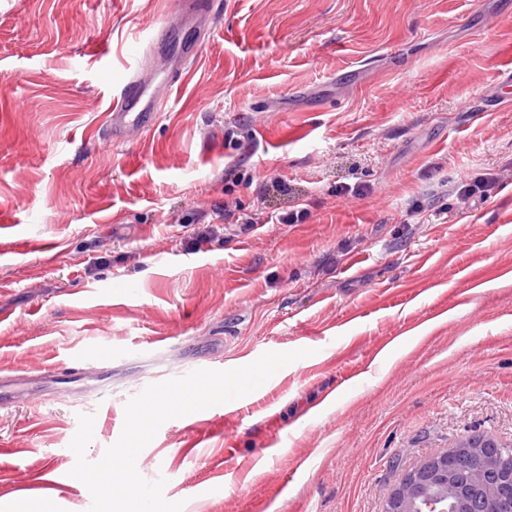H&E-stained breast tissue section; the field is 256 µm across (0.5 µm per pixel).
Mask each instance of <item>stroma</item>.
<instances>
[{
	"instance_id": "stroma-1",
	"label": "stroma",
	"mask_w": 512,
	"mask_h": 512,
	"mask_svg": "<svg viewBox=\"0 0 512 512\" xmlns=\"http://www.w3.org/2000/svg\"><path fill=\"white\" fill-rule=\"evenodd\" d=\"M211 2L191 75L115 144L112 89L176 0H0V374L112 355L110 386L0 410V512H88L79 415L98 461L146 386L270 351L312 354L140 453L182 512H382L458 439L512 444V110L489 109L512 0ZM305 205L306 204L304 203H298L296 205L297 210H291L274 216L268 215L265 220H262L263 218L259 217L263 215V212L260 211V213H255L254 216L250 218V221L254 224H296L299 220H302L305 214H307V208L304 207Z\"/></svg>"
}]
</instances>
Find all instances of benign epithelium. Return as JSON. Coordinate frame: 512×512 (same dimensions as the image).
Segmentation results:
<instances>
[{
  "instance_id": "obj_1",
  "label": "benign epithelium",
  "mask_w": 512,
  "mask_h": 512,
  "mask_svg": "<svg viewBox=\"0 0 512 512\" xmlns=\"http://www.w3.org/2000/svg\"><path fill=\"white\" fill-rule=\"evenodd\" d=\"M469 456L479 458L481 471L474 484L462 486L455 478L456 463ZM483 497L512 512V448L454 445L427 456L391 487L383 512H439L444 502L451 512H476Z\"/></svg>"
}]
</instances>
